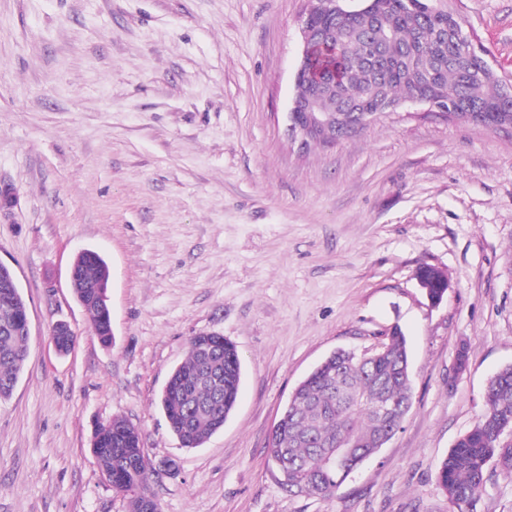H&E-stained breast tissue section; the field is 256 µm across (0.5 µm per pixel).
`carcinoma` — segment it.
Instances as JSON below:
<instances>
[{
  "mask_svg": "<svg viewBox=\"0 0 512 512\" xmlns=\"http://www.w3.org/2000/svg\"><path fill=\"white\" fill-rule=\"evenodd\" d=\"M423 0H386L379 12L356 17H331L323 22L328 34L316 39L308 56L311 78L298 89L312 98L321 112L337 116L336 140L344 139L352 107L380 96L404 99L416 95L448 97L460 111L478 113L495 125L512 116V103L499 100V80L482 57L464 49L457 17L441 18L422 7ZM427 58L425 74L412 68L416 56ZM78 283L73 292L85 305L99 342L112 345L111 310L101 301L110 272L100 254L78 256ZM23 308L22 297L10 304L0 290V401L8 399L23 372L26 341L9 328L13 308ZM242 367L230 343L215 342L206 355L188 347L187 355L171 372L161 395L164 415L180 414L194 438L187 448L201 446L224 427L238 402ZM486 412L440 462L436 477L448 494L454 512H473L485 472L493 464L512 475V442L503 434L512 430V368L498 373L486 386ZM380 400L411 405V380L406 338L395 328L377 357L337 350L322 361L295 388L275 426L270 461L288 471V491L326 496L349 476L341 470L324 472L319 458L349 438L356 450L373 449L389 423L374 410ZM114 429L112 445L92 444L104 480L117 492L137 487L151 492V467L141 437L125 434L122 419L108 421Z\"/></svg>",
  "mask_w": 512,
  "mask_h": 512,
  "instance_id": "cac0c4a2",
  "label": "carcinoma"
}]
</instances>
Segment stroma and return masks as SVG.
Returning a JSON list of instances; mask_svg holds the SVG:
<instances>
[{
	"label": "stroma",
	"instance_id": "1",
	"mask_svg": "<svg viewBox=\"0 0 512 512\" xmlns=\"http://www.w3.org/2000/svg\"><path fill=\"white\" fill-rule=\"evenodd\" d=\"M308 0H0V263L29 356L0 402V512H129L91 453L135 425L161 512H451L439 461L512 365V129L404 104L331 146L288 138ZM512 82V0H438ZM111 278V347L70 284L83 250ZM449 288L432 304L420 267ZM76 337L68 354L56 322ZM408 339L412 406L328 496L269 462L293 389L339 348ZM234 343L242 390L188 449L158 396L189 341ZM468 351L457 367L459 348ZM476 512H512L487 470Z\"/></svg>",
	"mask_w": 512,
	"mask_h": 512
}]
</instances>
